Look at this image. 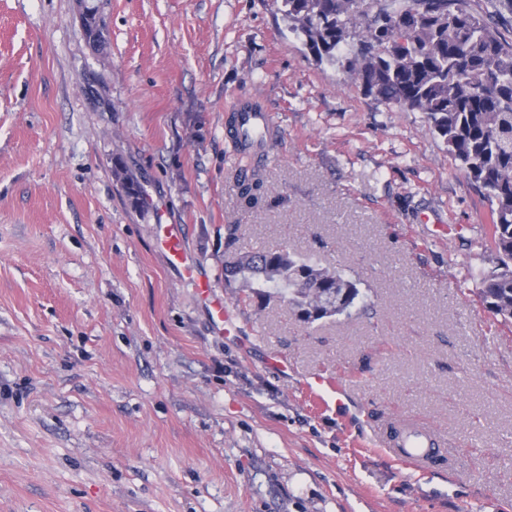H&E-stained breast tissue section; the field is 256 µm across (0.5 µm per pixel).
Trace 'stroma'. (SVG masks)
Returning a JSON list of instances; mask_svg holds the SVG:
<instances>
[{
	"label": "stroma",
	"instance_id": "35a3bbf8",
	"mask_svg": "<svg viewBox=\"0 0 512 512\" xmlns=\"http://www.w3.org/2000/svg\"><path fill=\"white\" fill-rule=\"evenodd\" d=\"M278 7L103 0L99 50L78 0H0V512H512L491 204L422 113L317 62ZM237 96L273 115L267 160L228 140ZM282 247L355 282L350 314L307 325L225 281ZM399 420L440 431L452 469L377 448ZM156 228L157 244L168 261L174 266L181 267L186 278L195 283L200 296L212 309L216 329L227 334L229 329L222 328L228 321V309L224 306V299L213 293V287L208 280L197 277L196 261L189 255L183 244L182 227L179 224H159Z\"/></svg>",
	"mask_w": 512,
	"mask_h": 512
}]
</instances>
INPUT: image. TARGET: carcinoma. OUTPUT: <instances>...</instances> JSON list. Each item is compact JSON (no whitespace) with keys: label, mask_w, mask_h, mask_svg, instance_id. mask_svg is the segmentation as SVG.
I'll return each mask as SVG.
<instances>
[{"label":"carcinoma","mask_w":512,"mask_h":512,"mask_svg":"<svg viewBox=\"0 0 512 512\" xmlns=\"http://www.w3.org/2000/svg\"><path fill=\"white\" fill-rule=\"evenodd\" d=\"M291 31L319 62L345 61L367 93L421 112L448 152L491 202L488 240L497 271L481 280L489 312L512 321V39L471 0H280ZM101 5L82 16L84 35L105 43ZM357 41H352V38ZM245 299L288 297L299 321L312 324L353 308L356 284L286 249L239 254L224 267ZM341 288L346 301L324 309L309 290Z\"/></svg>","instance_id":"obj_1"}]
</instances>
